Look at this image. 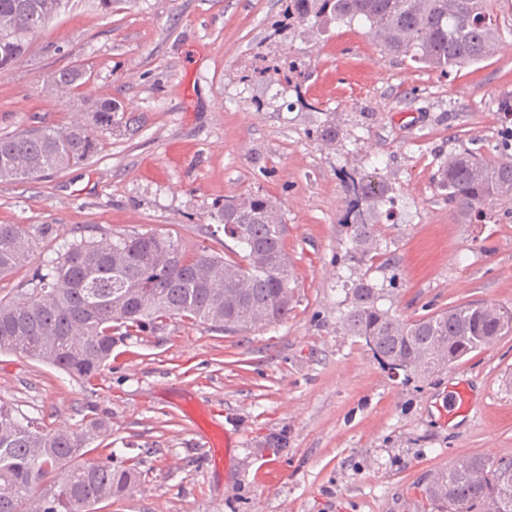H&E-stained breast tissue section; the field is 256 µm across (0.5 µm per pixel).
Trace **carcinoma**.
Instances as JSON below:
<instances>
[{"label": "carcinoma", "instance_id": "obj_1", "mask_svg": "<svg viewBox=\"0 0 512 512\" xmlns=\"http://www.w3.org/2000/svg\"><path fill=\"white\" fill-rule=\"evenodd\" d=\"M496 0H288V14H331L368 33L389 54L446 73L489 59L500 39ZM69 0H0V70L24 53L28 39ZM71 65L46 78L52 95L86 82ZM92 127L41 126L0 135V182L38 179L91 158L97 132H134L112 99L89 106ZM436 184L450 210L475 224L493 203L512 198V156L491 162L462 150L438 170ZM344 223L355 246L371 244L376 225L364 212L381 202L385 187L349 178ZM220 223L238 226L239 259L190 251L169 235L133 233L80 240L37 268L19 297L0 299V353L22 354L94 385L112 358L117 336H137L169 319L210 324L227 332L280 322L293 300L286 250L287 225L261 195L224 201ZM57 237L53 224H0V276L30 262L41 241ZM238 273L224 278V270ZM381 289L361 281L351 288L342 325L392 370L421 374L447 367L512 332V310L495 304L457 305L409 323L378 306ZM108 418L95 408L79 430L47 429L0 403V512H94L136 480L140 457L116 466L112 454L89 461L90 445L110 436ZM483 478L475 482L470 472ZM434 512H512V458H462L437 473L425 489Z\"/></svg>", "mask_w": 512, "mask_h": 512}]
</instances>
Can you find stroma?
<instances>
[{
  "instance_id": "stroma-1",
  "label": "stroma",
  "mask_w": 512,
  "mask_h": 512,
  "mask_svg": "<svg viewBox=\"0 0 512 512\" xmlns=\"http://www.w3.org/2000/svg\"><path fill=\"white\" fill-rule=\"evenodd\" d=\"M506 49L441 74L384 54L362 24L298 22L288 0H70L0 73V135L87 121L118 100L135 134L105 135L85 164L0 182V224H53L64 243L152 232L228 256L225 200L276 201L288 226L295 303L282 322L229 333L168 320L120 339L93 387L19 354H0V402L51 429L108 414L112 459L141 455L136 483L99 512H428L433 476L467 456H512V332L423 376L382 367L341 319L367 280L410 322L460 304L512 308V200L486 223L450 213L436 172L460 148L498 159L512 137L498 110L512 96V0L495 5ZM91 72L51 97L66 65ZM335 124V141L322 140ZM376 174L385 218L369 253L352 250L342 172ZM468 385L454 422L438 408ZM187 393L222 425L227 464L182 410ZM276 462L266 494L258 475Z\"/></svg>"
}]
</instances>
